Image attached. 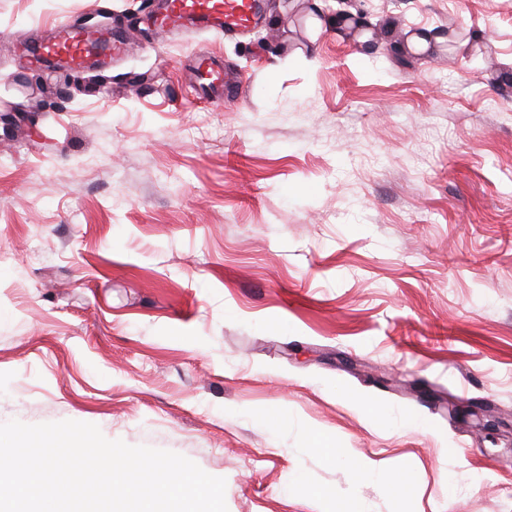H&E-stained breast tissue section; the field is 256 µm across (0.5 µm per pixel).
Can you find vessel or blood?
Returning a JSON list of instances; mask_svg holds the SVG:
<instances>
[{
	"instance_id": "b4317fda",
	"label": "vessel or blood",
	"mask_w": 512,
	"mask_h": 512,
	"mask_svg": "<svg viewBox=\"0 0 512 512\" xmlns=\"http://www.w3.org/2000/svg\"><path fill=\"white\" fill-rule=\"evenodd\" d=\"M261 17L258 0H165L157 17L159 34L186 27L195 21L230 37L247 34ZM127 39L113 38L110 32H89L73 26L60 29L54 40L30 45L28 53L33 62L39 63L53 57L80 68L92 58L111 62L113 55L126 53ZM195 73L200 88L220 93L224 88V64L215 57L198 56Z\"/></svg>"
}]
</instances>
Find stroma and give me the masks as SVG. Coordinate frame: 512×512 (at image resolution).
Here are the masks:
<instances>
[{
    "instance_id": "1",
    "label": "stroma",
    "mask_w": 512,
    "mask_h": 512,
    "mask_svg": "<svg viewBox=\"0 0 512 512\" xmlns=\"http://www.w3.org/2000/svg\"><path fill=\"white\" fill-rule=\"evenodd\" d=\"M151 2L0 0V424L179 453L227 512H512V0H270L243 41ZM66 21L132 47L29 67ZM195 73L201 89H209L216 94V102H223L224 63L208 55L198 56L195 62Z\"/></svg>"
}]
</instances>
